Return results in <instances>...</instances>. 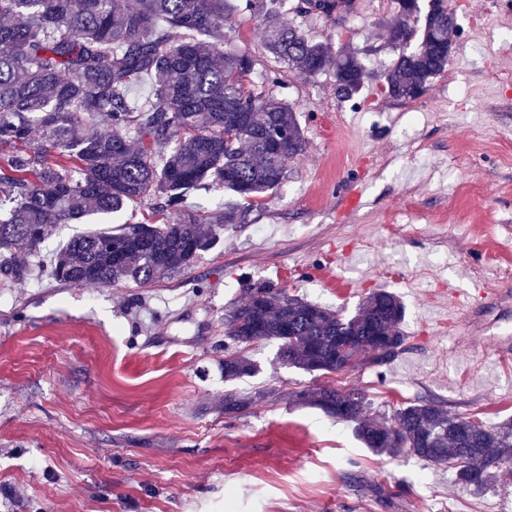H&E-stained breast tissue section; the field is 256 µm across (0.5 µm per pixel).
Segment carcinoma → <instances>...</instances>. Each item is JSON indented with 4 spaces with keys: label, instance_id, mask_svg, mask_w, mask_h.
Here are the masks:
<instances>
[{
    "label": "carcinoma",
    "instance_id": "1",
    "mask_svg": "<svg viewBox=\"0 0 512 512\" xmlns=\"http://www.w3.org/2000/svg\"><path fill=\"white\" fill-rule=\"evenodd\" d=\"M282 0H0V278L15 284L29 270L14 251L38 253L54 229L86 216L112 215L129 202L153 201L164 220L125 224L114 233L70 237L42 275L68 286H148L191 268L285 180L289 158L307 139L296 109L276 90L273 70L248 88L251 56L224 47L231 9L248 11L276 62L290 71L335 77L336 98L356 99L371 79L361 53L312 40L277 22ZM306 9L343 18L356 0H305ZM401 21L387 31L395 52L381 94L421 97L448 67L457 26L448 0L421 12L419 0H395ZM145 78L151 98L130 103ZM45 132L41 142L32 132ZM225 189L232 206H189L202 189ZM405 306L377 289L346 314L283 288L252 289L224 317V381L249 377L246 354L275 340L281 364L321 375L348 371L362 355L373 365L404 350ZM393 347L375 353V339ZM303 389L291 401L355 424L377 454L406 451L454 470L457 484L481 493L512 463V418L485 426L433 400L397 408L388 419L366 415L368 400L352 390ZM252 398L224 392V414L238 415Z\"/></svg>",
    "mask_w": 512,
    "mask_h": 512
}]
</instances>
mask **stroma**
Returning <instances> with one entry per match:
<instances>
[{"instance_id": "35a3bbf8", "label": "stroma", "mask_w": 512, "mask_h": 512, "mask_svg": "<svg viewBox=\"0 0 512 512\" xmlns=\"http://www.w3.org/2000/svg\"><path fill=\"white\" fill-rule=\"evenodd\" d=\"M300 2L287 0L282 21L365 52L374 78L353 103L337 99L332 72H282L307 148L244 223L146 287L0 284V512H512V475L473 494L447 468L374 454L353 423L287 398L355 388L372 416L432 399L486 425L512 417V355L492 350L512 337V86L488 77L512 72V15L501 0H449L448 71L399 102L375 81L393 58V0H367L341 27ZM224 28L260 84L277 62L255 18ZM149 213L132 203L89 216L46 247ZM489 283L502 298L481 312L484 331L436 321L448 289ZM262 285L348 313L389 289L406 307L405 349L319 375L281 365L276 342L252 345L257 372L230 387L254 402L225 417L224 315Z\"/></svg>"}]
</instances>
